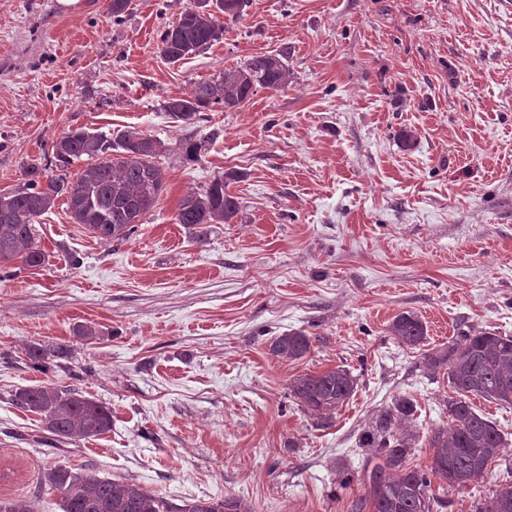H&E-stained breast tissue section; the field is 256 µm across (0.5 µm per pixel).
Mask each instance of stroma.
Wrapping results in <instances>:
<instances>
[{"label":"stroma","instance_id":"stroma-1","mask_svg":"<svg viewBox=\"0 0 512 512\" xmlns=\"http://www.w3.org/2000/svg\"><path fill=\"white\" fill-rule=\"evenodd\" d=\"M109 3L0 0V190L27 164L55 167L74 128L166 148L164 189L129 239L98 240L59 198L35 225L44 263L0 267V496L62 512L36 486L65 465L174 504L228 494L255 512H350L367 493L359 438L404 395L420 432L406 464L427 468L451 390L423 354L463 329L512 336V0H247L219 42L176 64L160 34L190 0H130L117 23ZM283 49L284 90L188 123L165 112ZM189 139L205 144L193 162L177 151ZM228 172L234 221L176 223L183 196ZM403 311L425 324L421 347L391 335ZM293 332L310 351L271 356ZM32 344L67 345L64 367L34 371ZM337 366L357 386L322 428L289 383ZM47 380L109 406L111 430L42 437L10 395ZM471 404L501 430L505 460L439 490L442 512L512 483V406ZM310 348V336L298 332L277 336L269 345L271 355L285 361H295L304 357Z\"/></svg>","mask_w":512,"mask_h":512}]
</instances>
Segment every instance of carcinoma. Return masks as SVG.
Masks as SVG:
<instances>
[{
    "label": "carcinoma",
    "instance_id": "1",
    "mask_svg": "<svg viewBox=\"0 0 512 512\" xmlns=\"http://www.w3.org/2000/svg\"><path fill=\"white\" fill-rule=\"evenodd\" d=\"M218 10L233 19L241 16L244 0H217ZM224 26L213 12L199 2L186 8L178 22L160 36V53L177 63L222 39ZM248 58L235 69L222 71L196 83L189 94L167 101L172 118L187 122L197 113L218 105L226 110L246 103L260 88L280 91L288 86L290 70L287 53ZM161 143L137 131H124L114 138L84 128L70 129L53 146L57 162L66 167L87 157V165L75 180L67 174L41 178L44 168L29 164L23 170L21 186L0 192V265L21 259L22 265L36 267L45 260L35 237V218L64 197L75 223L96 230L101 241L126 240L155 206L164 187L161 168L154 158ZM226 174L214 179L202 193L191 192L179 202L175 221L188 227L200 224H228L240 211L238 198L228 192ZM390 332L407 346L417 347L426 339L420 317L405 311L394 317ZM311 348L303 333L275 337L269 351L277 359L295 361ZM69 349L58 345L47 350L39 344L28 347L30 366L44 367L50 358L65 359ZM424 367L431 372L445 369L450 421L432 430L428 443L433 456L427 470L405 465L419 439L413 425L416 404L399 396L379 410L360 436V447L369 449L363 481L369 482L367 495L356 502V512H433L445 507L432 489L431 477L448 487L462 489L484 479L488 465L503 458L504 440L496 422L476 413L470 397L478 396L498 405H512V336L490 331H461L448 349L424 354ZM356 379L350 370L338 366L313 375L292 379L290 391L302 407L325 427L336 411L353 395ZM14 406L38 417L40 429L50 438L80 441L100 436L112 429L109 407L76 389L55 383L17 388L11 394ZM39 488L59 493L63 512H254L243 500L226 495L209 499H189L173 504L163 497L122 479L102 478L74 472L63 465L41 474ZM474 512H512V483L502 484Z\"/></svg>",
    "mask_w": 512,
    "mask_h": 512
}]
</instances>
